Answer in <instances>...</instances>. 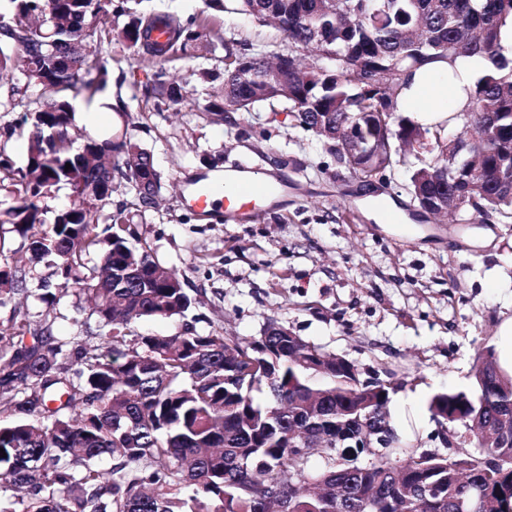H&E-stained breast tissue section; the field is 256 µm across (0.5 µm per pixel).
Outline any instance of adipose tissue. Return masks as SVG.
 <instances>
[{"mask_svg":"<svg viewBox=\"0 0 512 512\" xmlns=\"http://www.w3.org/2000/svg\"><path fill=\"white\" fill-rule=\"evenodd\" d=\"M480 59L435 62L413 71L400 93L403 111L414 113L423 124L441 121L447 111L462 109L466 89L482 68Z\"/></svg>","mask_w":512,"mask_h":512,"instance_id":"adipose-tissue-1","label":"adipose tissue"}]
</instances>
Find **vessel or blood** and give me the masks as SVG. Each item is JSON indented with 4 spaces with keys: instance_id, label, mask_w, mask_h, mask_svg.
<instances>
[{
    "instance_id": "obj_1",
    "label": "vessel or blood",
    "mask_w": 512,
    "mask_h": 512,
    "mask_svg": "<svg viewBox=\"0 0 512 512\" xmlns=\"http://www.w3.org/2000/svg\"><path fill=\"white\" fill-rule=\"evenodd\" d=\"M243 173L242 182L230 186L225 185L220 175L198 178L187 201L189 209L202 217L223 216L228 223L244 217L260 218L263 211L257 208V201L275 195L277 189L252 168H244Z\"/></svg>"
}]
</instances>
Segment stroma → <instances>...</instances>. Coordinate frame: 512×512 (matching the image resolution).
Returning <instances> with one entry per match:
<instances>
[{"instance_id": "1", "label": "stroma", "mask_w": 512, "mask_h": 512, "mask_svg": "<svg viewBox=\"0 0 512 512\" xmlns=\"http://www.w3.org/2000/svg\"><path fill=\"white\" fill-rule=\"evenodd\" d=\"M212 21L226 36L273 52L288 45L249 16L216 11ZM106 59L114 76L110 93L128 103L129 116L110 111L88 120L78 98L74 125L105 139L134 123L136 140L152 153L162 177L159 203L135 228L197 299V332L245 344L274 322L355 362L363 378L417 394L423 407L438 390L468 384L477 349L492 344L500 320L512 314V224H458L450 215L423 213L407 191V166L363 183L329 144L293 127L287 113L260 108L212 123L194 71L223 72V55L201 48L195 59L169 63L187 92L185 106L169 110L142 90L152 71L147 60L118 40ZM241 163L287 181V201H269L262 218L238 224L187 209L199 174ZM371 194L395 201L415 234L370 219ZM89 306L86 296L70 292L51 307L32 294L0 308V320L13 314L45 320L54 334L96 342L100 330Z\"/></svg>"}]
</instances>
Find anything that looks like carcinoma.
Instances as JSON below:
<instances>
[{"mask_svg": "<svg viewBox=\"0 0 512 512\" xmlns=\"http://www.w3.org/2000/svg\"><path fill=\"white\" fill-rule=\"evenodd\" d=\"M142 0H0V307L35 283L41 299L69 290L89 296L103 341L56 336L48 325L0 322V477L17 488L19 512H504L512 499V377L494 348L480 347L470 382L436 392L428 408L456 445L437 457L417 436L389 431L373 451L353 435L376 433L395 392L361 378L354 362L271 322L256 342L274 358L243 373L250 346L186 322L171 335L136 322L183 316L184 282L132 228L154 207L161 176L128 132L75 141L73 101L92 103L112 84L105 54L117 35L153 63L147 94L167 107L186 101L167 64L195 57L209 16L145 13ZM208 6L272 20L288 48L269 52L215 32L224 75L196 76L204 109L220 118L266 107L333 144L358 178L401 162L424 139L408 192L428 212L448 206L460 224L496 216L512 224V58L500 29L512 0H207ZM125 22L114 29L116 19ZM316 51L304 66L297 51ZM479 57L488 66L466 90L467 108L434 124L399 116L405 77L434 61ZM449 126L463 138L453 141ZM27 139L21 166L6 147ZM431 160H423L424 155ZM71 169H65V165ZM440 169L436 183L423 180ZM133 201L112 208L114 183ZM68 207L44 200L59 187ZM28 241L29 266L8 241ZM49 268L45 275L37 266ZM267 391L260 405L254 393ZM81 407L78 417L67 411ZM305 434L306 453L288 444ZM111 465H99L103 456ZM371 462H360L362 456ZM322 461L310 470L311 457Z\"/></svg>", "mask_w": 512, "mask_h": 512, "instance_id": "carcinoma-1", "label": "carcinoma"}]
</instances>
